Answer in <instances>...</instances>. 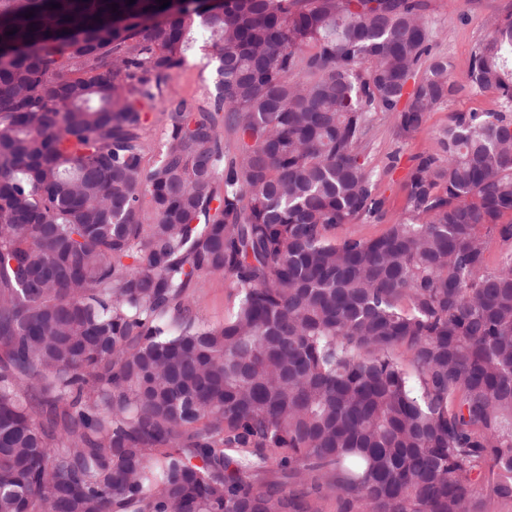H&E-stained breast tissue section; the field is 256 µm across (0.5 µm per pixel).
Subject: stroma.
<instances>
[{
    "mask_svg": "<svg viewBox=\"0 0 512 512\" xmlns=\"http://www.w3.org/2000/svg\"><path fill=\"white\" fill-rule=\"evenodd\" d=\"M430 3L428 26L432 51L447 57L454 79L466 83L472 54L487 35L490 15L512 13V0H430ZM214 77L213 65L205 52L193 51L187 63L172 74L163 97L146 106L142 118L148 141L155 144L163 139L164 111L169 100H182L190 107L204 104L213 88ZM498 106L494 93H461L431 112L423 130L405 139L396 138L389 120L376 118L366 154L368 166L376 174L379 192L385 200L383 215L378 220L337 227L331 232L332 238L340 240L354 234L369 239L384 233L402 216L401 186L414 158L434 148L435 137L447 124L449 113L490 111ZM199 296L198 316L211 324L223 322L236 303L230 281L221 275L203 277Z\"/></svg>",
    "mask_w": 512,
    "mask_h": 512,
    "instance_id": "35a3bbf8",
    "label": "stroma"
}]
</instances>
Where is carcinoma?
Returning <instances> with one entry per match:
<instances>
[{"label":"carcinoma","instance_id":"cac0c4a2","mask_svg":"<svg viewBox=\"0 0 512 512\" xmlns=\"http://www.w3.org/2000/svg\"><path fill=\"white\" fill-rule=\"evenodd\" d=\"M429 7L0 0V512L512 501V15L465 86ZM196 24L214 92L154 147ZM468 88L501 109L448 114L405 216L331 238L382 217L373 115L406 138ZM215 274L237 304L208 324ZM198 294L201 299L198 316L211 324L224 322V317L237 302L230 281L221 275L203 277Z\"/></svg>","mask_w":512,"mask_h":512}]
</instances>
